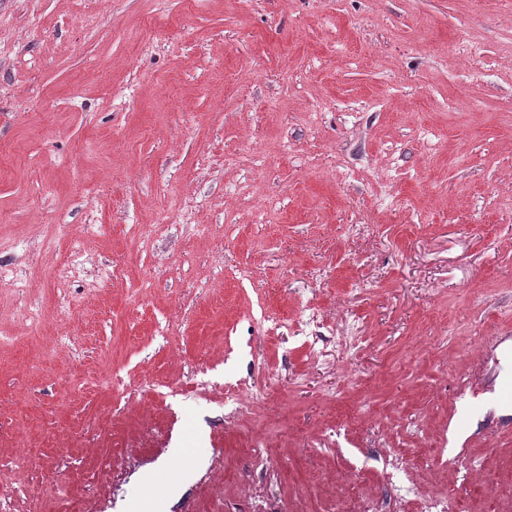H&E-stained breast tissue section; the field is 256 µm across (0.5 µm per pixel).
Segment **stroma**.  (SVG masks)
<instances>
[{
	"instance_id": "1",
	"label": "stroma",
	"mask_w": 512,
	"mask_h": 512,
	"mask_svg": "<svg viewBox=\"0 0 512 512\" xmlns=\"http://www.w3.org/2000/svg\"><path fill=\"white\" fill-rule=\"evenodd\" d=\"M0 468L512 512V0H0Z\"/></svg>"
}]
</instances>
